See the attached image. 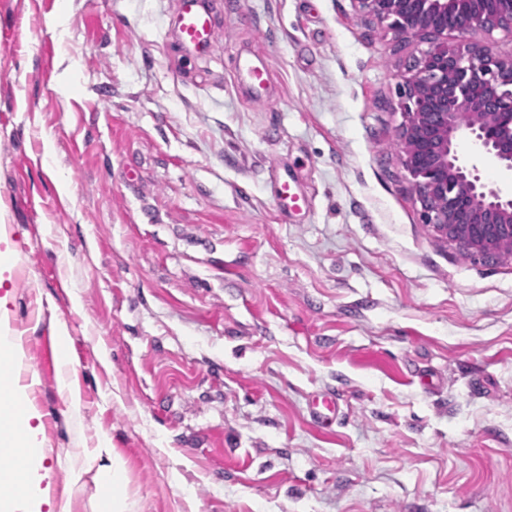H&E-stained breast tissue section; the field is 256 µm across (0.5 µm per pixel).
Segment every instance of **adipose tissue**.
<instances>
[{
	"label": "adipose tissue",
	"mask_w": 512,
	"mask_h": 512,
	"mask_svg": "<svg viewBox=\"0 0 512 512\" xmlns=\"http://www.w3.org/2000/svg\"><path fill=\"white\" fill-rule=\"evenodd\" d=\"M34 418L23 391L13 392L9 400L0 403V424L14 427L9 446L21 460L19 466L0 468V512H68L67 506L52 505L50 498L38 491L42 457ZM89 456L100 463L102 470L98 512H124L125 504L118 493L125 478L123 461L113 455L105 440Z\"/></svg>",
	"instance_id": "adipose-tissue-1"
}]
</instances>
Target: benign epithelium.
<instances>
[{
    "mask_svg": "<svg viewBox=\"0 0 512 512\" xmlns=\"http://www.w3.org/2000/svg\"><path fill=\"white\" fill-rule=\"evenodd\" d=\"M401 41L429 47L403 76L402 162L433 234L487 261H512V192L489 186L485 164L512 176V54L493 56L476 40L512 33V9L479 0H357ZM467 142L473 161L458 154Z\"/></svg>",
    "mask_w": 512,
    "mask_h": 512,
    "instance_id": "1",
    "label": "benign epithelium"
}]
</instances>
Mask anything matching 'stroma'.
Masks as SVG:
<instances>
[{"label":"stroma","mask_w":512,"mask_h":512,"mask_svg":"<svg viewBox=\"0 0 512 512\" xmlns=\"http://www.w3.org/2000/svg\"><path fill=\"white\" fill-rule=\"evenodd\" d=\"M176 2L0 0V336L43 487L96 512L105 438L126 512H512V262L433 237L396 148L425 42L356 0H208L199 55ZM237 69L248 76L256 94H261L265 90L269 80V70L267 66L263 65L259 67L250 61L243 60L238 63ZM310 416L321 427L331 428L336 423L335 397L331 394H325L313 401Z\"/></svg>","instance_id":"stroma-1"}]
</instances>
